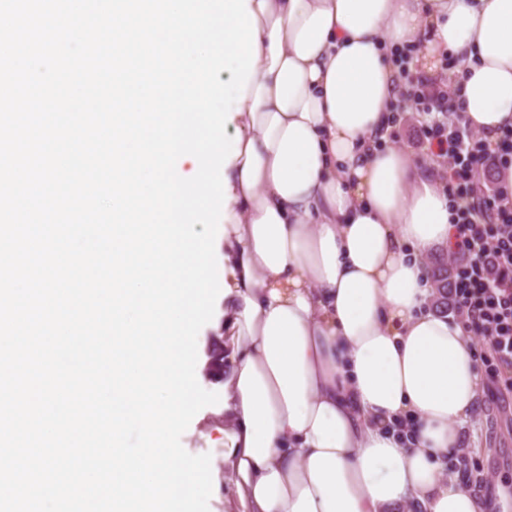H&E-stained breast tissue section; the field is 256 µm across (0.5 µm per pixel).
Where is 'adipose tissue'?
<instances>
[{
	"instance_id": "adipose-tissue-1",
	"label": "adipose tissue",
	"mask_w": 512,
	"mask_h": 512,
	"mask_svg": "<svg viewBox=\"0 0 512 512\" xmlns=\"http://www.w3.org/2000/svg\"><path fill=\"white\" fill-rule=\"evenodd\" d=\"M257 62L227 125L232 338L219 431L241 512H488L442 464L481 397L476 350L430 309L443 183L388 142L412 82L487 142L512 129V0H249Z\"/></svg>"
}]
</instances>
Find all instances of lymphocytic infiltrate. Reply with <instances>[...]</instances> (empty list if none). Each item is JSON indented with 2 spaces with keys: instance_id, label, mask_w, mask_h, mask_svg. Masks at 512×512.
<instances>
[{
  "instance_id": "obj_1",
  "label": "lymphocytic infiltrate",
  "mask_w": 512,
  "mask_h": 512,
  "mask_svg": "<svg viewBox=\"0 0 512 512\" xmlns=\"http://www.w3.org/2000/svg\"><path fill=\"white\" fill-rule=\"evenodd\" d=\"M416 109L430 115L424 132L428 153L441 161V177L455 205L452 308L464 328L485 342L480 356L483 394L494 403L512 393V197L487 189L479 171L499 168L512 157V130L491 144L462 115L444 119L448 94L428 78L418 79Z\"/></svg>"
}]
</instances>
